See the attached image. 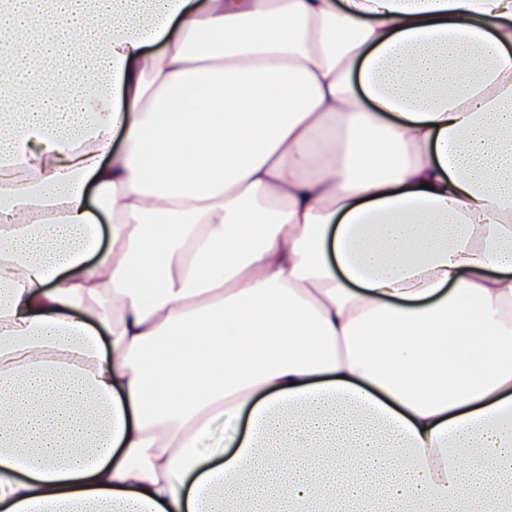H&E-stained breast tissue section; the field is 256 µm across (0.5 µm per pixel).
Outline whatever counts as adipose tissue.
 I'll use <instances>...</instances> for the list:
<instances>
[{
  "instance_id": "adipose-tissue-1",
  "label": "adipose tissue",
  "mask_w": 512,
  "mask_h": 512,
  "mask_svg": "<svg viewBox=\"0 0 512 512\" xmlns=\"http://www.w3.org/2000/svg\"><path fill=\"white\" fill-rule=\"evenodd\" d=\"M506 477L512 0H0V512Z\"/></svg>"
}]
</instances>
